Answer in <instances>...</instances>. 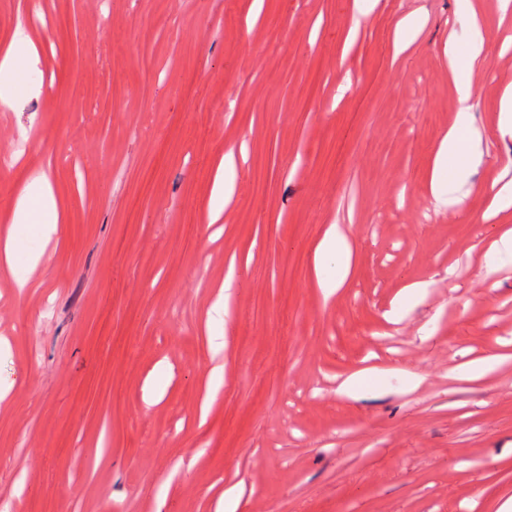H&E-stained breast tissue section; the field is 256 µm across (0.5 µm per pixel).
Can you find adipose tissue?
Here are the masks:
<instances>
[{"instance_id": "1", "label": "adipose tissue", "mask_w": 512, "mask_h": 512, "mask_svg": "<svg viewBox=\"0 0 512 512\" xmlns=\"http://www.w3.org/2000/svg\"><path fill=\"white\" fill-rule=\"evenodd\" d=\"M458 14L469 22L467 52L458 56L455 47H448V80L456 91L457 113L454 124L438 141L429 185L433 199L441 204L456 203L455 192L484 158L483 136L473 126L475 86L474 68L482 62L490 32L481 20L480 0H456ZM39 63V49L25 23H17L10 40L0 46V104L18 107V89L25 87L27 74ZM485 219L502 223L503 229L489 247L491 258L512 259V180L504 183L490 199ZM8 229L0 234V267L9 271L11 286L24 291L42 260L41 253L21 249L23 234L34 231L51 240L57 231L59 214L53 185L47 174L26 181L16 194L9 213ZM333 259V268H326V259ZM319 288L331 296L342 288L352 274V250L345 230L337 224L326 229L313 259Z\"/></svg>"}]
</instances>
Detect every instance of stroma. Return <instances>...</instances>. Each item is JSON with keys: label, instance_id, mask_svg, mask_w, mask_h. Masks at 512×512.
<instances>
[{"label": "stroma", "instance_id": "35a3bbf8", "mask_svg": "<svg viewBox=\"0 0 512 512\" xmlns=\"http://www.w3.org/2000/svg\"><path fill=\"white\" fill-rule=\"evenodd\" d=\"M490 44L474 76L482 164L461 204L429 175L456 114L445 45L455 0H0V41L31 21L42 89L0 107V219L47 173L60 223L30 288L0 271V505L9 512H497L512 496V264L489 270L482 218L512 159L497 129L512 82V20L483 0ZM427 15L395 54L396 21ZM142 28L131 52L101 16ZM67 18L66 33L49 26ZM282 20L278 46L267 24ZM358 35L344 43L350 28ZM222 81H212V74ZM57 158L48 162L45 142ZM371 142L357 167L356 146ZM108 165H91L100 144ZM237 189L209 223L227 150ZM348 227V283L321 293L313 256ZM226 313L209 314L225 280ZM427 285L399 323L406 285ZM224 338L213 351L210 334ZM478 382L452 378L490 353ZM224 379L208 394V373ZM386 370V394L340 398L342 377ZM424 377L405 391L401 370ZM162 391L148 399L149 387Z\"/></svg>", "mask_w": 512, "mask_h": 512}]
</instances>
